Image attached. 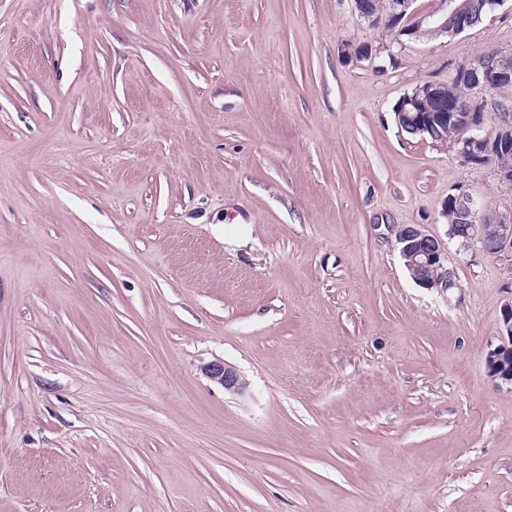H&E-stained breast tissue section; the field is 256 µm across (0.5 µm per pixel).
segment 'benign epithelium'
<instances>
[{"instance_id": "1", "label": "benign epithelium", "mask_w": 512, "mask_h": 512, "mask_svg": "<svg viewBox=\"0 0 512 512\" xmlns=\"http://www.w3.org/2000/svg\"><path fill=\"white\" fill-rule=\"evenodd\" d=\"M415 3L416 0H388L390 32L397 44L454 37L475 25L471 0H432L427 10L415 7ZM503 56L504 53L496 51L461 61L452 67L450 79L473 90L494 91L503 84H512V67L501 62ZM487 107V100L477 96L469 98L463 108L455 106L448 102L441 87L428 82L420 85L419 92L402 96L397 119L423 141L434 129L454 124L459 129L456 155L466 165L493 164L499 182L508 189L512 187V114L503 113L501 123L488 128ZM442 214L453 217V223L448 225L449 238L467 248L475 245L482 252L507 261L512 271L511 206L497 211L494 223L490 224L473 195L459 188L448 194ZM395 241L404 267L417 285L427 289L454 285L448 255L439 238L417 224H406L395 231ZM500 338L501 342L487 352L488 373L494 381L512 385V302L504 305ZM202 372L226 391L241 394L247 387L237 369L220 359L204 364Z\"/></svg>"}]
</instances>
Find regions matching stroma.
<instances>
[{"label": "stroma", "mask_w": 512, "mask_h": 512, "mask_svg": "<svg viewBox=\"0 0 512 512\" xmlns=\"http://www.w3.org/2000/svg\"><path fill=\"white\" fill-rule=\"evenodd\" d=\"M493 50L512 0L401 45L350 0H0V512H512V276L442 215L512 190L393 120ZM395 241L404 267L417 285L427 289L454 285L448 255L439 238L417 224H406L395 231ZM499 333L501 342L488 350L486 365L494 381L512 386V302L504 305ZM201 369L206 378L226 391L241 394L247 387V382L237 369L224 360L215 359L204 364Z\"/></svg>", "instance_id": "stroma-1"}]
</instances>
